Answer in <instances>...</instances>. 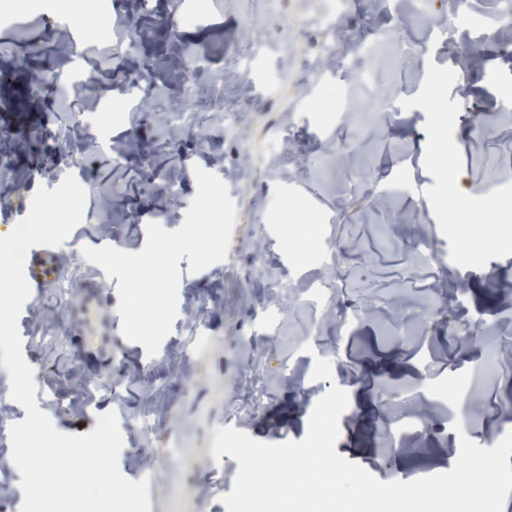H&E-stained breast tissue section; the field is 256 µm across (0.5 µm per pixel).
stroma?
<instances>
[{
  "label": "stroma",
  "mask_w": 512,
  "mask_h": 512,
  "mask_svg": "<svg viewBox=\"0 0 512 512\" xmlns=\"http://www.w3.org/2000/svg\"><path fill=\"white\" fill-rule=\"evenodd\" d=\"M0 6V67L32 72L47 91L42 162L12 168L16 140L0 135V236L26 216L39 187L73 175L84 218L57 254L82 266L69 304L32 288L18 321L36 401L57 430L83 435L115 412L119 467L149 480L150 512H227L239 465L214 459L215 430L266 443L299 441L331 386L349 395L339 455L381 481L450 470L459 434L493 447L512 431V23L501 0H367L332 29L329 0H92L95 23L60 51V0ZM139 35H132V26ZM394 44L379 46L375 31ZM334 43L316 75L306 58ZM196 56V96L182 66ZM144 73L140 84L127 82ZM220 85L245 106L238 136L208 95ZM98 153L87 159L86 142ZM451 153L473 219L452 231ZM221 178L236 204L226 261L201 272L179 262L172 332L155 356L126 340L117 279L82 246L140 251L146 226H181L196 193L193 166ZM158 178H143L144 170ZM296 209L283 224L285 204ZM124 215L110 234L99 225ZM310 235L295 255L287 236ZM345 270L336 280L332 253ZM99 278L96 308L84 281ZM203 303L200 329L185 310ZM102 375L93 391L86 379ZM0 369V512H20L21 475L9 430L26 417ZM162 437L141 431L147 411ZM462 418V432L452 423ZM164 447V468L140 449Z\"/></svg>",
  "instance_id": "obj_1"
}]
</instances>
